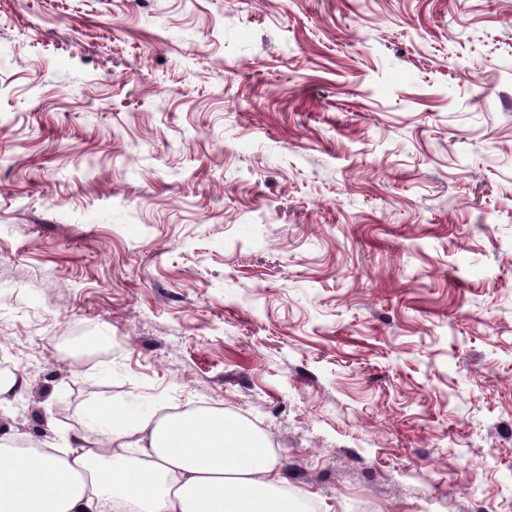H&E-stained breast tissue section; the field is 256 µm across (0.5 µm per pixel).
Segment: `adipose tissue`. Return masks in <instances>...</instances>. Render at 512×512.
I'll return each mask as SVG.
<instances>
[{
  "instance_id": "adipose-tissue-1",
  "label": "adipose tissue",
  "mask_w": 512,
  "mask_h": 512,
  "mask_svg": "<svg viewBox=\"0 0 512 512\" xmlns=\"http://www.w3.org/2000/svg\"><path fill=\"white\" fill-rule=\"evenodd\" d=\"M285 483L270 438L221 410L100 406L62 447L0 437V512H293Z\"/></svg>"
}]
</instances>
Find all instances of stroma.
I'll return each mask as SVG.
<instances>
[{"label": "stroma", "mask_w": 512, "mask_h": 512, "mask_svg": "<svg viewBox=\"0 0 512 512\" xmlns=\"http://www.w3.org/2000/svg\"><path fill=\"white\" fill-rule=\"evenodd\" d=\"M0 437L236 413L310 512H512V0H0Z\"/></svg>", "instance_id": "obj_1"}]
</instances>
